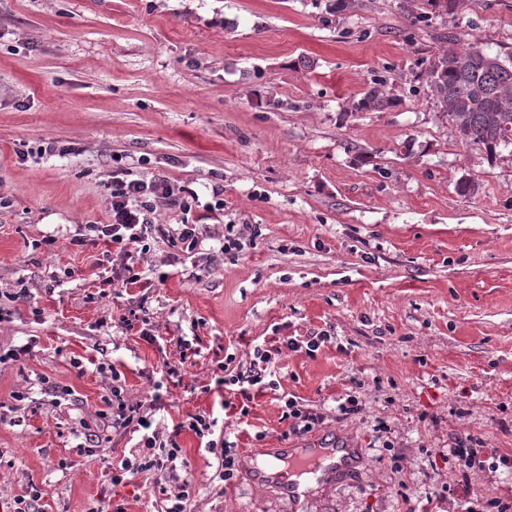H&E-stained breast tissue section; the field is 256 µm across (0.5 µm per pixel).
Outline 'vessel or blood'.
I'll return each instance as SVG.
<instances>
[{
    "mask_svg": "<svg viewBox=\"0 0 512 512\" xmlns=\"http://www.w3.org/2000/svg\"><path fill=\"white\" fill-rule=\"evenodd\" d=\"M271 465L256 468L253 482L258 486H271L291 506L307 500L314 487H327L336 476L353 471L358 459L351 449L324 448H271Z\"/></svg>",
    "mask_w": 512,
    "mask_h": 512,
    "instance_id": "vessel-or-blood-1",
    "label": "vessel or blood"
}]
</instances>
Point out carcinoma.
I'll return each mask as SVG.
<instances>
[{"mask_svg":"<svg viewBox=\"0 0 512 512\" xmlns=\"http://www.w3.org/2000/svg\"><path fill=\"white\" fill-rule=\"evenodd\" d=\"M430 92L460 137L493 152L512 146V59L479 46L450 49L429 71ZM390 100L370 91L358 111H380Z\"/></svg>","mask_w":512,"mask_h":512,"instance_id":"cac0c4a2","label":"carcinoma"}]
</instances>
